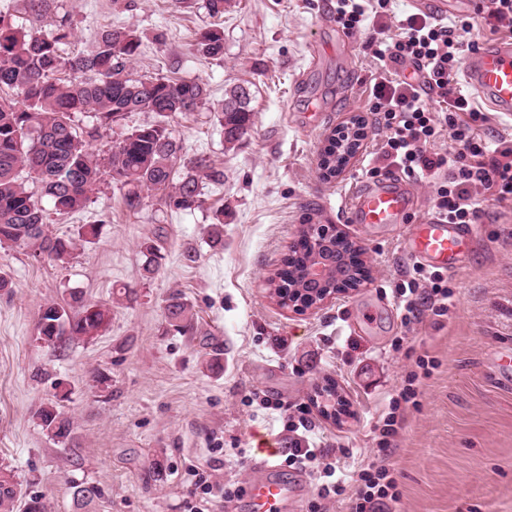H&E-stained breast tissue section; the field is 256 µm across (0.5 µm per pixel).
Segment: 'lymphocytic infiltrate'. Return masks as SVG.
<instances>
[{
  "mask_svg": "<svg viewBox=\"0 0 512 512\" xmlns=\"http://www.w3.org/2000/svg\"><path fill=\"white\" fill-rule=\"evenodd\" d=\"M336 21L352 34L369 31L377 59L398 73L394 80L376 78L368 88L366 109L386 135L367 176L398 172L411 181L431 184L434 216L452 224L476 223L482 214L479 193L512 202V137L483 138L479 129L488 117L457 86L464 55L480 48L470 36L472 23L459 20L450 26L420 12L400 18L392 0H336ZM408 67L413 70L409 76L404 73ZM443 133L451 141L450 149L431 151ZM395 294L406 325L425 310L446 316L453 303L443 274L418 263ZM417 379V373H409L382 410L376 458L351 474L338 472L331 462L332 449L311 447L307 435L288 442L281 454L283 464L316 475L307 512H326L335 500L346 502L349 512H394L401 493L388 465L391 440L407 406L417 402ZM192 473L196 501L188 512H210L214 504L230 505L246 494L239 482L213 481L211 473L199 467Z\"/></svg>",
  "mask_w": 512,
  "mask_h": 512,
  "instance_id": "f902f5d3",
  "label": "lymphocytic infiltrate"
}]
</instances>
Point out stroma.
<instances>
[{
	"label": "stroma",
	"mask_w": 512,
	"mask_h": 512,
	"mask_svg": "<svg viewBox=\"0 0 512 512\" xmlns=\"http://www.w3.org/2000/svg\"><path fill=\"white\" fill-rule=\"evenodd\" d=\"M236 2L215 19L204 0H47L74 30L66 53L125 27L142 38L134 75L205 84L206 105L170 129L183 157H207L224 181L204 184L201 208L174 212L159 192L129 210L124 188L105 180L83 210L48 219L49 234L75 238L69 260L0 248V273L12 282L0 291V464L44 496L49 512H72L70 487L82 480L102 490L104 512H184L182 476L211 449L251 448L267 433L286 443L304 417L346 473L374 456L382 409L424 358L434 367L393 441L398 512H512V382L498 371L512 355V203L484 201L472 249L448 275L452 317L426 312L403 325L394 295L413 265L404 241L431 215L433 187L414 184L402 223L372 231L351 223L346 208L351 189L367 181L365 156L382 141L374 126L336 177L321 167L334 129L364 115L380 61L363 33L337 52L346 34L331 0ZM215 26L224 54L209 58L197 38ZM234 85L250 90L255 117L228 149L216 110ZM85 224L99 225L97 238H79ZM306 224H332L359 241L368 280L299 314L269 298L266 279ZM148 239L162 261L146 279L140 246ZM74 289L111 303L109 329L62 350L43 347L40 309ZM175 294L196 315L185 335L165 320ZM328 380L347 402L337 419L314 401ZM60 385L73 423L62 443L33 417Z\"/></svg>",
	"instance_id": "stroma-1"
}]
</instances>
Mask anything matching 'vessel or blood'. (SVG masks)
Masks as SVG:
<instances>
[{
    "mask_svg": "<svg viewBox=\"0 0 512 512\" xmlns=\"http://www.w3.org/2000/svg\"><path fill=\"white\" fill-rule=\"evenodd\" d=\"M470 0H413L416 9L440 18L466 8ZM466 86L492 109L512 117V40L490 44L470 53L463 67ZM413 199L410 184L388 179L375 185L358 186L348 202L353 223L382 228L402 221ZM474 229L469 224H451L430 216L416 224L410 235V252L421 262L443 270L459 268ZM276 448H258L252 463L262 469L246 491L253 512H282L288 498L287 485L276 479Z\"/></svg>",
    "mask_w": 512,
    "mask_h": 512,
    "instance_id": "vessel-or-blood-1",
    "label": "vessel or blood"
}]
</instances>
